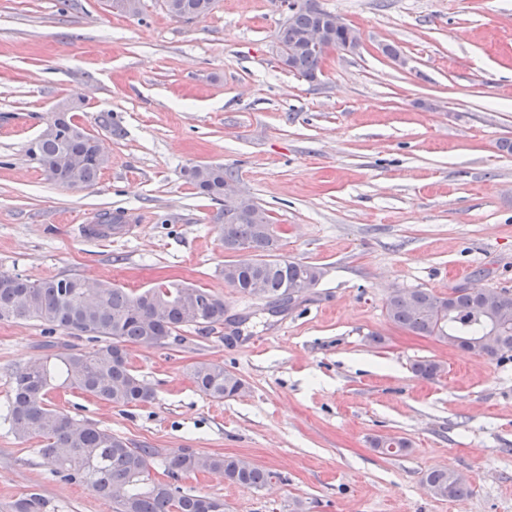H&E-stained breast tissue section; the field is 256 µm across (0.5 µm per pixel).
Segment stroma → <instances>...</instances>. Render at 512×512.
<instances>
[{
  "label": "stroma",
  "instance_id": "1",
  "mask_svg": "<svg viewBox=\"0 0 512 512\" xmlns=\"http://www.w3.org/2000/svg\"><path fill=\"white\" fill-rule=\"evenodd\" d=\"M318 3L362 45L330 51L309 82L281 64L284 12L265 0H215L192 23L160 0L137 17L104 0H0V272L133 292L181 280L224 300L225 322L206 337L130 346L153 400L116 407L53 388L47 403L163 458L189 448L276 473L258 490L217 473L184 481L223 498L224 512H512V360L463 353L386 315L397 290L512 289V0ZM76 94L86 98L76 122L108 157L83 190L26 155ZM107 111L122 137L98 126ZM197 164L232 171L269 214L277 255L322 268L315 288L275 310L225 283L222 206L183 174ZM103 210L125 211L130 232L81 237ZM97 348L0 320V408L29 361ZM423 359L440 364L435 378L413 373ZM197 360L224 365L245 392H199L187 376ZM390 436L409 452L374 448ZM39 446L0 422V512L29 492L47 512H114L53 477ZM431 468L464 475L469 496L435 497L422 481Z\"/></svg>",
  "mask_w": 512,
  "mask_h": 512
}]
</instances>
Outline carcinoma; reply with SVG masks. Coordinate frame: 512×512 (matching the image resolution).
<instances>
[{
    "instance_id": "1",
    "label": "carcinoma",
    "mask_w": 512,
    "mask_h": 512,
    "mask_svg": "<svg viewBox=\"0 0 512 512\" xmlns=\"http://www.w3.org/2000/svg\"><path fill=\"white\" fill-rule=\"evenodd\" d=\"M214 0H162L172 17L185 22L206 18ZM332 13L318 0H295L291 15L277 35L279 45L296 47L291 71L309 82L322 73L324 51L301 45V34ZM46 177L65 187L95 184L102 170L96 137L72 119L54 114L26 149ZM83 157L75 167L71 157ZM232 173L210 165L187 177L199 194L224 204L221 225L224 250L255 253V262H226L224 282L242 294L282 297L303 283H318L321 268L273 254L276 239L272 224L252 222L247 210L224 199V179ZM98 223L116 234L126 223L122 210L105 211ZM504 309L512 310V290L491 289L478 298L456 287L442 297L427 289L396 290L387 300L386 313L395 325L420 336L447 339L457 336L462 350L500 360L512 357V323L493 322ZM0 320H32L49 332L86 336L102 341L94 352L50 354L19 368L13 376L4 421L20 441L39 438L41 457L51 472L86 485L116 505L115 512H224V500L183 490L186 475L218 472L235 484L260 489L277 474L237 457L200 455L188 449L163 462L164 481L151 478L158 451L133 446L96 423L49 407L46 396L52 382L61 388L81 390L114 406L128 407L154 397L152 386L135 373L128 346L152 348L166 344L174 334L191 327L203 331L224 323V300L196 286L160 284L138 294L108 282H96L86 296L83 278L75 275L31 280L0 273ZM188 376L205 395L233 398L245 383L219 363L197 361ZM423 479L432 493L444 499H461L470 488L459 473L430 469ZM47 501L37 492L13 504V512H46Z\"/></svg>"
}]
</instances>
